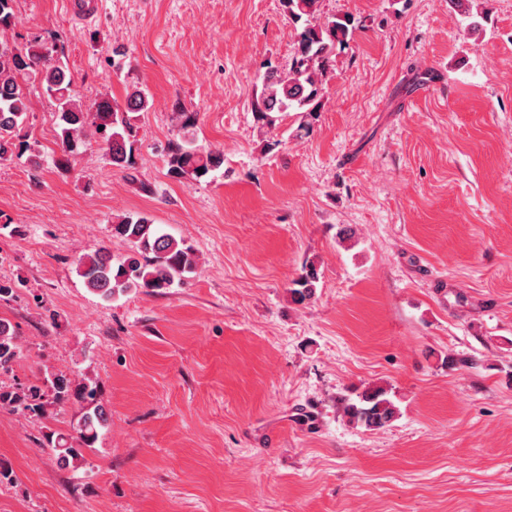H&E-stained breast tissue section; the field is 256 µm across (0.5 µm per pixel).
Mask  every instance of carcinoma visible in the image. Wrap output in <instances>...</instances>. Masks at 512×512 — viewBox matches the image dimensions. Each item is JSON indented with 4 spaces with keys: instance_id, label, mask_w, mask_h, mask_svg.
Masks as SVG:
<instances>
[{
    "instance_id": "cac0c4a2",
    "label": "carcinoma",
    "mask_w": 512,
    "mask_h": 512,
    "mask_svg": "<svg viewBox=\"0 0 512 512\" xmlns=\"http://www.w3.org/2000/svg\"><path fill=\"white\" fill-rule=\"evenodd\" d=\"M474 0H454L461 15L471 19L468 29L482 31L483 12L472 11ZM288 20L296 27L297 48L288 67L268 66L252 112L260 129L271 128L281 112H300L306 120L297 131H309L320 108L329 63L336 47L353 39L354 20L348 16L321 18L319 0H280ZM18 23L14 0H0V162L31 151L21 135L29 111L28 82L39 83L43 94L55 106L58 138L65 153L76 152L85 142L87 131L107 150L112 164L120 168L133 163L136 131L131 114L150 109L148 97L140 90L128 94L125 107L107 99L95 108L81 104L72 78L58 55L57 42L35 36L23 47L8 38ZM172 121L179 143L168 154L170 173L180 179L197 181L224 164L223 153L195 144L196 117L176 112ZM112 236L131 244L130 252L115 259L105 247L82 254L77 273L92 293L110 301L133 289L164 294L184 283L198 266L194 248L183 239L161 232L146 213L124 215L112 225ZM319 281L315 264L303 267L289 289L297 303L311 299ZM20 354L17 335L11 323L0 319V372L11 370ZM78 406L79 417L72 432L48 436V446L59 461L69 465L86 462L84 451L94 447L108 425V413L100 401L96 382L65 372H45L43 385L16 390L0 389V408L43 417L53 404ZM347 422L367 430L383 428L399 415L390 391L368 386L354 398L342 399Z\"/></svg>"
}]
</instances>
